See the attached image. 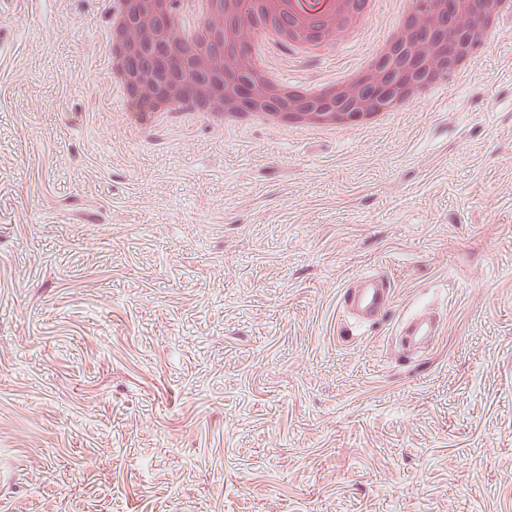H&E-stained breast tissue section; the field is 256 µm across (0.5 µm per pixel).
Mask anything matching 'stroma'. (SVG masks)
Segmentation results:
<instances>
[{
  "instance_id": "35a3bbf8",
  "label": "stroma",
  "mask_w": 512,
  "mask_h": 512,
  "mask_svg": "<svg viewBox=\"0 0 512 512\" xmlns=\"http://www.w3.org/2000/svg\"><path fill=\"white\" fill-rule=\"evenodd\" d=\"M397 21L271 61L328 81ZM109 23L0 0V512H512V16L336 133L130 128ZM360 282V288H350L345 292L343 309L361 320L378 318L392 303L390 284L378 275L362 276ZM438 329L439 323L435 317L419 316L408 319L400 327L399 341L405 349H411L429 343L436 336Z\"/></svg>"
}]
</instances>
